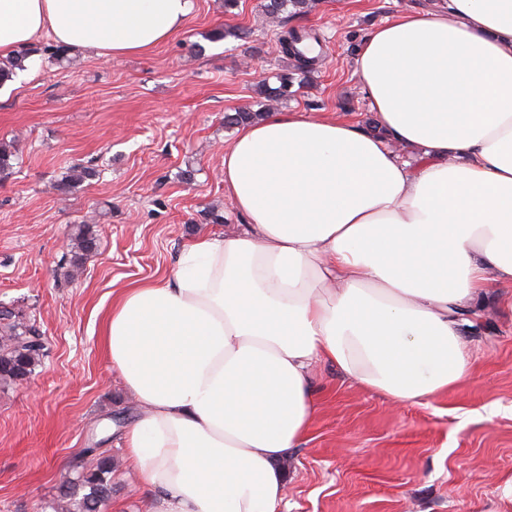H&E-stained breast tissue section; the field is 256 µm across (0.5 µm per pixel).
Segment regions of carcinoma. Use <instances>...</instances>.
Returning <instances> with one entry per match:
<instances>
[{
	"mask_svg": "<svg viewBox=\"0 0 512 512\" xmlns=\"http://www.w3.org/2000/svg\"><path fill=\"white\" fill-rule=\"evenodd\" d=\"M293 8V14H299L307 7V0H265L263 4L267 14L278 16L287 7ZM296 29L288 27V19L282 20V30L278 34V43L282 52L293 58L294 72L277 76L279 85L272 86L266 82L257 86L258 96L264 100L257 110H238L224 116L228 125H240L253 121L265 112V103L279 102L291 93L294 83H303L306 75L312 72V59L296 50ZM30 56L25 49L9 62L0 65V84L13 75V70ZM93 176L86 166L70 167L66 176L53 184V189L61 196L71 195L83 182ZM97 225L79 224L71 236V257L64 258L65 274L72 276L81 270L83 258L97 246ZM36 331L27 325V317L21 311L7 308L0 311V338H7L12 345L0 350V384L10 385L27 380L43 356V345L33 341ZM94 454L91 463H86L74 470V477L69 479L60 493V499L53 507V512H105L112 500V456L88 449Z\"/></svg>",
	"mask_w": 512,
	"mask_h": 512,
	"instance_id": "carcinoma-1",
	"label": "carcinoma"
}]
</instances>
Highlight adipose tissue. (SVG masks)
<instances>
[{
  "instance_id": "adipose-tissue-1",
  "label": "adipose tissue",
  "mask_w": 512,
  "mask_h": 512,
  "mask_svg": "<svg viewBox=\"0 0 512 512\" xmlns=\"http://www.w3.org/2000/svg\"><path fill=\"white\" fill-rule=\"evenodd\" d=\"M193 0H0V57L42 36L149 53ZM374 116L269 112L224 145L243 219L112 300L102 343L137 409L126 458L154 512H278L320 362L399 405L472 371L460 314L512 288V0H443L355 51Z\"/></svg>"
}]
</instances>
